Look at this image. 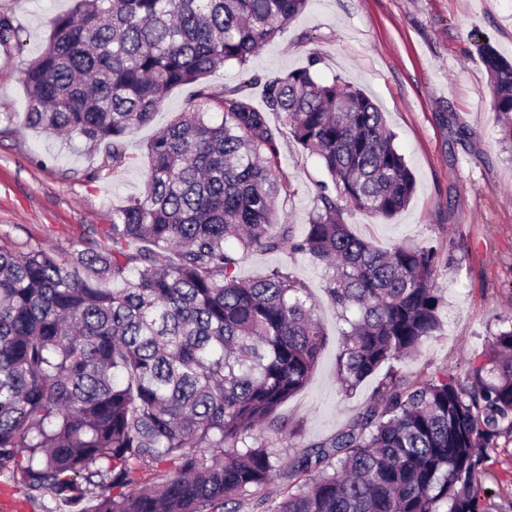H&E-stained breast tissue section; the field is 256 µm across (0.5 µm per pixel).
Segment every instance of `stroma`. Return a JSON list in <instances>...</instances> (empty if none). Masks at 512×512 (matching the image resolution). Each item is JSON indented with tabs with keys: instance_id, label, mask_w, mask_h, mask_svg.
I'll return each instance as SVG.
<instances>
[{
	"instance_id": "1",
	"label": "stroma",
	"mask_w": 512,
	"mask_h": 512,
	"mask_svg": "<svg viewBox=\"0 0 512 512\" xmlns=\"http://www.w3.org/2000/svg\"><path fill=\"white\" fill-rule=\"evenodd\" d=\"M71 0H0L15 36L0 44V246L17 253L41 249L65 256L90 246L94 231L112 222V209L143 188L145 145L177 113L196 102L200 87L231 92L248 75L283 74L317 58L316 77L361 89L382 112L394 144L416 178L407 207L382 221L354 208L345 223L385 249L429 243L452 249L438 268L446 299L441 329L415 355L393 367L413 380L447 369L467 380L499 317L512 312V156L503 151L490 81L480 55L489 45L512 60V0H310L285 31L252 57L247 68L226 63L202 85L173 89L152 121L125 137L126 160L113 169L106 146L61 140L29 128L22 71L43 50L53 18ZM276 147L284 176L294 187L276 207L281 223L302 228L327 174L283 126ZM283 267L309 288L327 335L315 372L280 409L292 440L263 432L277 448L325 438L357 415L378 376L352 395L336 382L341 323L323 292L325 268L305 255L254 251L236 273L256 278ZM477 487L489 493V512H512V434L498 437ZM12 512H70L52 494L28 498L20 484L0 474V504Z\"/></svg>"
}]
</instances>
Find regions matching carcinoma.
<instances>
[{
    "label": "carcinoma",
    "mask_w": 512,
    "mask_h": 512,
    "mask_svg": "<svg viewBox=\"0 0 512 512\" xmlns=\"http://www.w3.org/2000/svg\"><path fill=\"white\" fill-rule=\"evenodd\" d=\"M307 3L76 0L23 71L27 125L104 143L118 169L127 131L173 88L246 65ZM481 52L512 142V63ZM316 64L251 76L262 108L239 91L200 93L208 109L147 142L141 194L112 208L92 247H0V474H20L28 497L50 491L74 512H237L228 504L280 478L286 494L264 512H487L475 483L512 433L511 315L468 381L392 369L333 436L282 453L257 443L260 427L285 433L277 411L309 381L326 334L304 284L282 267L241 279L242 255L326 265L325 297L347 324L336 356L346 395L441 326L439 251L379 249L343 220L347 207L393 218L415 179L384 113L356 88L319 82ZM271 113L329 175L300 233L276 215L292 186Z\"/></svg>",
    "instance_id": "carcinoma-1"
}]
</instances>
